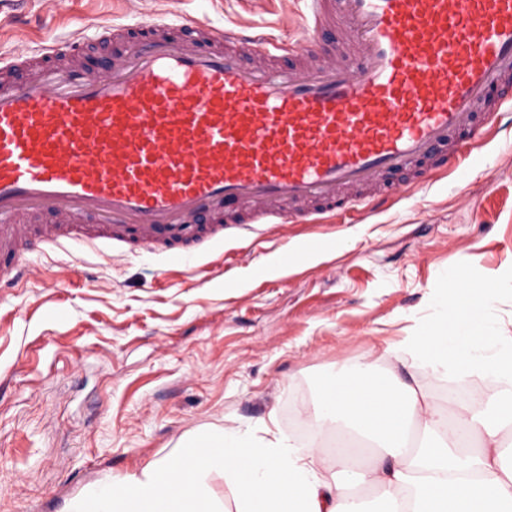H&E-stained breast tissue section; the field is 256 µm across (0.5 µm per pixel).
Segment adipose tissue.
Here are the masks:
<instances>
[{
	"label": "adipose tissue",
	"instance_id": "ef3b65f1",
	"mask_svg": "<svg viewBox=\"0 0 512 512\" xmlns=\"http://www.w3.org/2000/svg\"><path fill=\"white\" fill-rule=\"evenodd\" d=\"M453 297L451 310L399 348L406 364L490 380L492 396L459 400L448 412L425 391L374 375L367 359L301 408L310 444L220 428L208 452L149 462L74 498L67 512H218L204 484L214 471L233 488L236 512H512V336L489 321L493 291L473 293L463 276ZM335 431L369 444L375 461L323 453ZM473 439L480 449L469 448Z\"/></svg>",
	"mask_w": 512,
	"mask_h": 512
}]
</instances>
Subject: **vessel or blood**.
<instances>
[{
  "label": "vessel or blood",
  "instance_id": "1",
  "mask_svg": "<svg viewBox=\"0 0 512 512\" xmlns=\"http://www.w3.org/2000/svg\"><path fill=\"white\" fill-rule=\"evenodd\" d=\"M302 2L286 53L260 26L156 20L1 65L0 283L36 239L185 264L234 228L382 207L389 176L458 170L512 112V0Z\"/></svg>",
  "mask_w": 512,
  "mask_h": 512
}]
</instances>
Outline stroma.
Returning a JSON list of instances; mask_svg holds the SVG:
<instances>
[{"mask_svg":"<svg viewBox=\"0 0 512 512\" xmlns=\"http://www.w3.org/2000/svg\"><path fill=\"white\" fill-rule=\"evenodd\" d=\"M299 0H24L0 9V60L75 28L130 25L161 10L219 27L298 33ZM325 242L306 250L307 240ZM0 287V512H65L102 478L139 472L215 426L259 434L371 352L443 400L449 379L404 364L403 336L434 321L464 265L494 287L512 333V115L460 173L397 184L388 207L234 235L172 267L143 252L106 261L36 247Z\"/></svg>","mask_w":512,"mask_h":512,"instance_id":"1","label":"stroma"}]
</instances>
